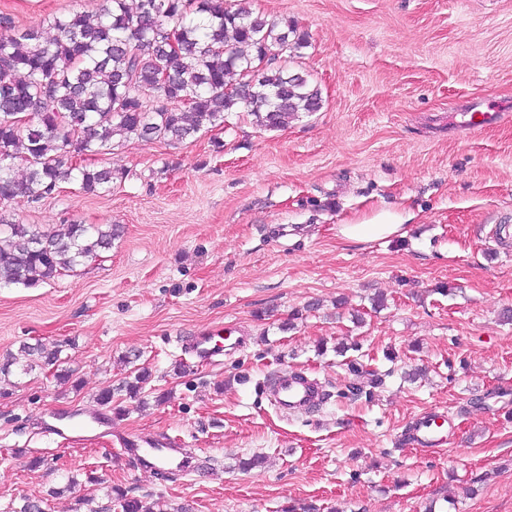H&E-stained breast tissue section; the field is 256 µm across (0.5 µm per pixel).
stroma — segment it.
<instances>
[{"label":"stroma","mask_w":512,"mask_h":512,"mask_svg":"<svg viewBox=\"0 0 512 512\" xmlns=\"http://www.w3.org/2000/svg\"><path fill=\"white\" fill-rule=\"evenodd\" d=\"M102 5L0 0V15L36 27ZM252 8L307 34L279 63L318 85L320 111L281 130L231 112L175 146L130 139L102 157L124 174L111 192L71 185L0 206L41 229L120 227L110 251L54 281L0 288V363L12 364L0 382V512L26 498L45 512H115L114 485L170 512H424L435 497L456 512H512V323L500 317L512 307V121L466 126L474 102L512 113V0ZM384 210L416 213L405 237H338ZM206 328L239 347L198 362ZM25 342L62 345L71 383L24 373ZM353 359L384 385L353 391ZM136 365L151 381L140 397L115 396L112 436L47 433L52 415L95 406ZM421 365L426 378L404 379ZM280 369L324 382L331 399L280 413L258 388ZM428 410L446 417L436 450L402 438ZM126 434L166 436L209 467L162 481L120 455ZM255 453L264 467L240 470Z\"/></svg>","instance_id":"35a3bbf8"}]
</instances>
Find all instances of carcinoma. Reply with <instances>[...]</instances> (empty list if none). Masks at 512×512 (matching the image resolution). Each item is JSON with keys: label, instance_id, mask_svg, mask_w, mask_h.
Returning a JSON list of instances; mask_svg holds the SVG:
<instances>
[{"label": "carcinoma", "instance_id": "1", "mask_svg": "<svg viewBox=\"0 0 512 512\" xmlns=\"http://www.w3.org/2000/svg\"><path fill=\"white\" fill-rule=\"evenodd\" d=\"M50 28L46 37L0 16V202H38L71 183L86 193L110 191L124 173L73 158L112 149L117 136L178 145L223 124L228 112H249L277 130L322 108L308 75L276 65L283 53L307 47L306 35L254 13L250 0H136L133 8L105 0L97 18L71 13ZM21 116L31 120L19 124ZM118 236L110 224L41 230L0 217V285L50 282ZM22 352L24 371L48 369L57 382L70 381L61 347L37 342ZM150 378L138 368L98 402L108 406L121 391L136 397ZM109 497L121 512H161L156 501L119 486Z\"/></svg>", "mask_w": 512, "mask_h": 512}]
</instances>
